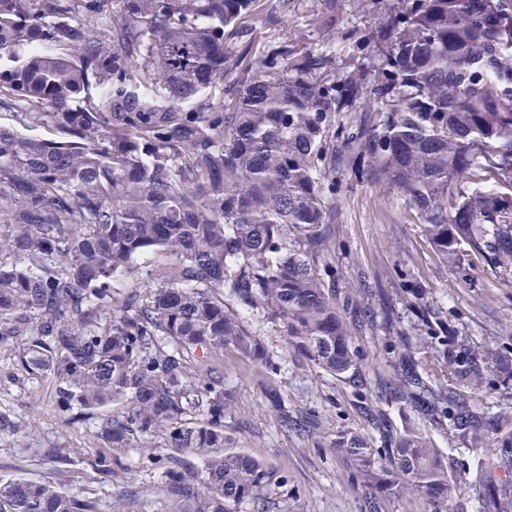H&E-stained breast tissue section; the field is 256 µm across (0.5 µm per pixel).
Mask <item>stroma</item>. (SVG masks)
Instances as JSON below:
<instances>
[{
  "label": "stroma",
  "mask_w": 512,
  "mask_h": 512,
  "mask_svg": "<svg viewBox=\"0 0 512 512\" xmlns=\"http://www.w3.org/2000/svg\"><path fill=\"white\" fill-rule=\"evenodd\" d=\"M336 4V35L331 38L321 27L324 0H257L255 16L224 45L230 67L226 81L213 93V102L226 99L237 63L256 57L274 41L288 43L300 53L329 54L333 70L339 73L357 66L362 56L350 43L349 33L362 35L374 29L391 0H336ZM358 117L355 111L336 113L330 130L335 150L326 162L333 176L331 200L336 209V249L327 263L336 274V296L344 298L359 274L367 273L373 285L389 292L425 378L433 387L445 388L453 378L408 307V289L422 290L426 305L447 321L454 349L512 356V282L479 268L444 267L402 201L354 176L340 135ZM242 317L248 329L260 333L268 353L280 364L272 372L231 349L221 359L224 382L236 393V403L224 418L233 447L288 475L287 492L274 496L267 512H369L365 492L336 458L329 441L337 432L350 430L377 442V434L356 411L358 400L376 399V392L356 390L296 356L288 350L282 329L265 321L262 311L249 310ZM353 346L368 382L392 375L399 348L395 334L366 332L354 336ZM270 387L280 391L289 409L316 416L317 436L304 439L280 430L266 400ZM382 408L396 431L419 428L439 452L469 456V442L458 439L448 423L418 419L401 402H386ZM0 413L11 415L22 430L18 436L0 432V475L22 474L52 479L73 490L86 489L96 498L98 512H179V503L162 490L160 470L138 452L125 458L124 470L113 476L111 484H98L88 465L98 450L96 442L84 431L63 425L50 379H28L16 369L5 344L0 346ZM59 446L78 451L80 461H56L53 452Z\"/></svg>",
  "instance_id": "stroma-1"
}]
</instances>
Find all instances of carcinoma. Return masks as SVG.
<instances>
[{
	"label": "carcinoma",
	"instance_id": "1",
	"mask_svg": "<svg viewBox=\"0 0 512 512\" xmlns=\"http://www.w3.org/2000/svg\"><path fill=\"white\" fill-rule=\"evenodd\" d=\"M256 0H0V341L17 365L50 377L62 423L102 451L103 481L133 450L164 470L184 512H266L288 477L227 447L236 394L210 357L233 349L279 364L224 301L260 309L287 347L363 389L351 339L399 316L382 288L342 306L327 277L334 210L326 168L334 114L381 104L346 136L358 178L396 194L447 266L512 279V0H396L381 31L355 40L378 70L337 80L331 57L267 46L212 102L224 41ZM52 128L58 138L29 135ZM168 263L142 276L140 261ZM414 310L454 378L476 391L474 352H450L448 322ZM380 397L448 421L471 456H444L419 432H394L370 401L357 410L383 448L340 431L331 446L382 500L419 497L429 512H466L458 475L478 486L477 512H501L512 481V415L487 413L456 388L433 390L402 342ZM281 429L318 433L312 415L270 388ZM495 463L479 452L487 438ZM0 512H97L57 482L0 479Z\"/></svg>",
	"mask_w": 512,
	"mask_h": 512
}]
</instances>
